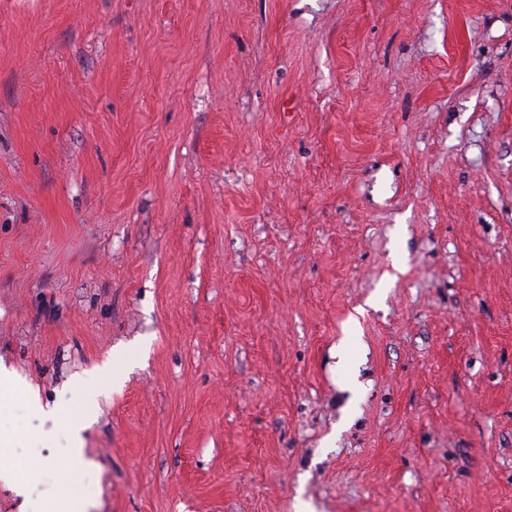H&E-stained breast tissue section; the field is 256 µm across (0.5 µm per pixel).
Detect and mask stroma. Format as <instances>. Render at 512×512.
Instances as JSON below:
<instances>
[{
	"label": "stroma",
	"mask_w": 512,
	"mask_h": 512,
	"mask_svg": "<svg viewBox=\"0 0 512 512\" xmlns=\"http://www.w3.org/2000/svg\"><path fill=\"white\" fill-rule=\"evenodd\" d=\"M0 366V512H512V0H0Z\"/></svg>",
	"instance_id": "1"
}]
</instances>
